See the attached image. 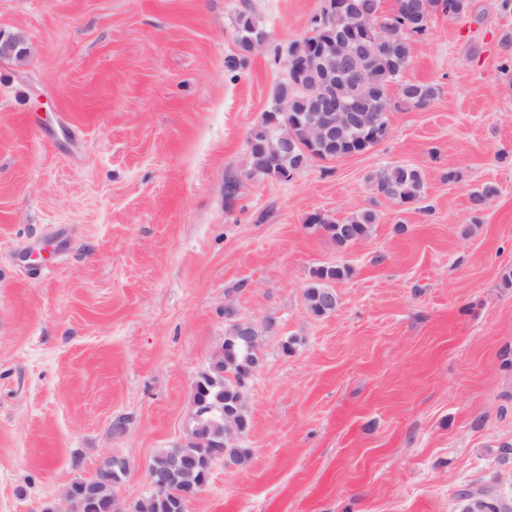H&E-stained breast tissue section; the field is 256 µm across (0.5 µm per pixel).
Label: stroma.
I'll return each instance as SVG.
<instances>
[{
	"label": "stroma",
	"mask_w": 512,
	"mask_h": 512,
	"mask_svg": "<svg viewBox=\"0 0 512 512\" xmlns=\"http://www.w3.org/2000/svg\"><path fill=\"white\" fill-rule=\"evenodd\" d=\"M322 5L0 0L27 49L0 59V512H66L68 483L113 454L119 504L147 495L233 318L265 329L250 459L216 462L187 512H463L478 487L512 505V5L432 15L403 77L435 96L394 108L369 151L250 176ZM246 7L266 41L244 55ZM394 164L422 170L420 204L374 193ZM366 208L370 236L342 251L304 226ZM336 262L353 272L319 318L309 271Z\"/></svg>",
	"instance_id": "obj_1"
}]
</instances>
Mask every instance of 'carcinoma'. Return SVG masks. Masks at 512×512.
Segmentation results:
<instances>
[{
  "instance_id": "obj_1",
  "label": "carcinoma",
  "mask_w": 512,
  "mask_h": 512,
  "mask_svg": "<svg viewBox=\"0 0 512 512\" xmlns=\"http://www.w3.org/2000/svg\"><path fill=\"white\" fill-rule=\"evenodd\" d=\"M383 0H351L353 13L336 10V31H341L351 20H357L362 37L359 67L366 78V86L358 89L350 84L347 74L341 72L336 84V96L346 102L348 111L365 113L375 119L377 126L362 128L349 126L340 121L336 137L310 148L304 133L310 118L324 115L317 103L304 94L293 78L283 82L275 93V99L286 98L291 112L270 109L262 115L260 124L253 129L249 139L250 173L255 176L288 180V173L303 167L309 159L336 160L366 152L382 140L387 130L384 124L395 107L389 96V88L397 85L402 103L423 107L434 97L431 86L402 80L410 64V43L423 35L433 14L453 9L460 13L464 0H394L390 12L382 10ZM262 34L261 27L245 11L238 16L237 40L244 52L251 51L252 40ZM326 35L317 33L314 38L303 36L288 46V69L307 63L304 79L313 82L319 77V69L308 64L312 40H323ZM374 192L396 201L402 206L422 202L425 182L421 171L407 164H395L376 173ZM495 189L483 186L470 192V210H484ZM376 215L371 209L353 213L343 222L334 221L323 212L306 217V228L320 231L345 248L367 238L375 224ZM350 266L343 263L322 265L309 271V283L303 296L307 309L315 316L333 313L338 306V296L332 284L348 277ZM260 330L251 327L250 335L239 332L234 320L226 330L224 344L208 367L194 384L193 414L195 427L202 428L206 444L187 440L185 443L158 451L150 469L167 479L168 488L151 492L133 506L131 512H185L182 493L190 485L208 482L216 461L242 466L249 460L246 449L237 445L240 437L249 429L250 420L244 401V391L254 374L257 354L252 345L260 343ZM77 512H105L103 502L112 498V488L100 484L98 495L86 498L80 488L74 489Z\"/></svg>"
}]
</instances>
